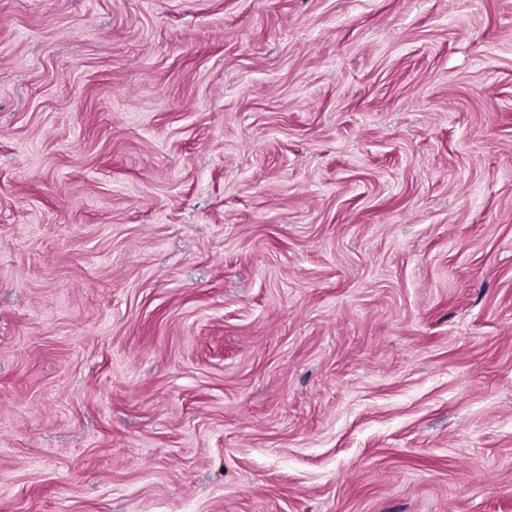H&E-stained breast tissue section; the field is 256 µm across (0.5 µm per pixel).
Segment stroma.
Listing matches in <instances>:
<instances>
[{"instance_id": "stroma-1", "label": "stroma", "mask_w": 512, "mask_h": 512, "mask_svg": "<svg viewBox=\"0 0 512 512\" xmlns=\"http://www.w3.org/2000/svg\"><path fill=\"white\" fill-rule=\"evenodd\" d=\"M0 512H512V0H0Z\"/></svg>"}]
</instances>
